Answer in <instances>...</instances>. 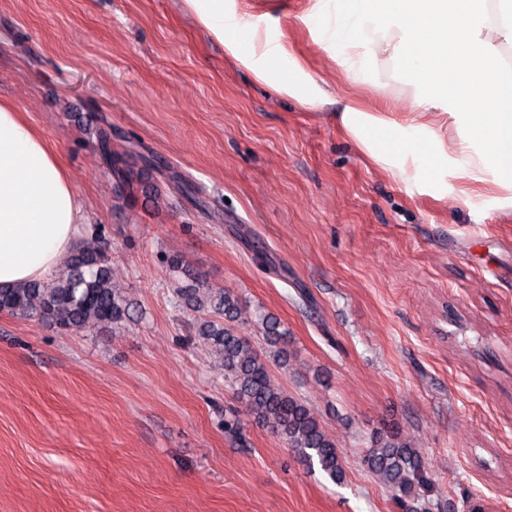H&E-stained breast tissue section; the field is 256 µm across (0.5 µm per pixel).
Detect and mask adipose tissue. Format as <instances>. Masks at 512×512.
<instances>
[{"label":"adipose tissue","mask_w":512,"mask_h":512,"mask_svg":"<svg viewBox=\"0 0 512 512\" xmlns=\"http://www.w3.org/2000/svg\"><path fill=\"white\" fill-rule=\"evenodd\" d=\"M179 10L227 55L278 93L314 105L311 77L284 37L247 0H178ZM308 21L337 45L354 76L366 67L364 36H382L385 61L406 72L421 112L393 119L343 101L336 122L399 179L436 180L452 168L512 206V0H313ZM242 38L230 36V29ZM456 138H449V129ZM83 203L57 154L20 111L0 103V288L52 279L75 249Z\"/></svg>","instance_id":"ef3b65f1"}]
</instances>
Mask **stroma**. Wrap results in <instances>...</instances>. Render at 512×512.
<instances>
[{
    "instance_id": "1",
    "label": "stroma",
    "mask_w": 512,
    "mask_h": 512,
    "mask_svg": "<svg viewBox=\"0 0 512 512\" xmlns=\"http://www.w3.org/2000/svg\"><path fill=\"white\" fill-rule=\"evenodd\" d=\"M328 93L311 108L230 60L175 0H0V101L60 157L140 318L62 335L0 313V512H407L362 466L389 424L414 440L431 512H512V207L442 173L393 179L336 123L341 101L418 111L402 71L354 80L302 18L252 0ZM129 169L120 197L93 130ZM278 316L275 378L342 457L337 486L251 420L199 349L167 260ZM94 134L99 144L100 158L105 165H107L120 179L123 185L125 195L127 198L135 199L139 192H144L147 188L145 185L148 183L151 172L158 169L152 161L145 163V170H141L138 176H133L125 167L126 159L125 154L112 149V128L108 126L95 127Z\"/></svg>"
}]
</instances>
